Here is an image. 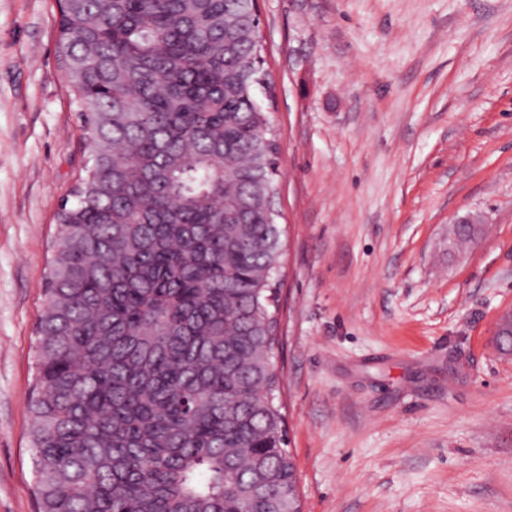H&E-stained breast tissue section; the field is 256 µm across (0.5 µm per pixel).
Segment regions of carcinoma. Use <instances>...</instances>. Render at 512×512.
Wrapping results in <instances>:
<instances>
[{"mask_svg": "<svg viewBox=\"0 0 512 512\" xmlns=\"http://www.w3.org/2000/svg\"><path fill=\"white\" fill-rule=\"evenodd\" d=\"M88 160L37 321L38 512H288L249 0H58Z\"/></svg>", "mask_w": 512, "mask_h": 512, "instance_id": "1", "label": "carcinoma"}]
</instances>
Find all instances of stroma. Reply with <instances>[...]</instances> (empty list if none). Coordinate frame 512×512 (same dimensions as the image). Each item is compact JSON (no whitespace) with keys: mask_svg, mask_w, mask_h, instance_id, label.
<instances>
[{"mask_svg":"<svg viewBox=\"0 0 512 512\" xmlns=\"http://www.w3.org/2000/svg\"><path fill=\"white\" fill-rule=\"evenodd\" d=\"M302 512H512V0H257ZM55 0H0V512H37L35 325L86 154ZM481 233L457 248L453 226Z\"/></svg>","mask_w":512,"mask_h":512,"instance_id":"stroma-1","label":"stroma"}]
</instances>
